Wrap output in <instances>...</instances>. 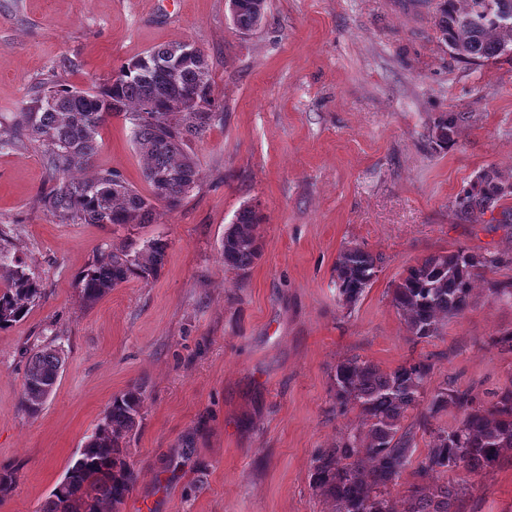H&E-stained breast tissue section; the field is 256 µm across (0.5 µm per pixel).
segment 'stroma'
Listing matches in <instances>:
<instances>
[{
    "label": "stroma",
    "instance_id": "1",
    "mask_svg": "<svg viewBox=\"0 0 512 512\" xmlns=\"http://www.w3.org/2000/svg\"><path fill=\"white\" fill-rule=\"evenodd\" d=\"M189 42L207 57L224 120L191 150L195 188L148 224H61L37 205L40 150L0 153L6 249L39 278L28 315L0 330V466L17 469L0 512H38L112 397L140 387L129 443L138 473L117 512H330L310 485L316 449L359 426L336 412L331 375L358 356L389 372L431 363L428 390L454 385L483 405L512 388V196L457 217V194L491 169L512 183V54L478 65L439 40L432 0H267L242 34L226 0H0V117L41 81L89 88L149 50ZM467 113L446 149L427 135ZM98 170L151 188L123 117L100 129ZM257 205L260 256L226 267L222 240ZM168 241L149 280L93 303L78 279L108 244ZM380 257L360 301L341 307L339 251ZM459 247L508 262L474 283L443 336L413 340L391 292L422 258ZM56 341L64 365L42 411L21 407L25 368ZM459 512H512V451L479 474Z\"/></svg>",
    "mask_w": 512,
    "mask_h": 512
}]
</instances>
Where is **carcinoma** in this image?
Masks as SVG:
<instances>
[{
    "label": "carcinoma",
    "mask_w": 512,
    "mask_h": 512,
    "mask_svg": "<svg viewBox=\"0 0 512 512\" xmlns=\"http://www.w3.org/2000/svg\"><path fill=\"white\" fill-rule=\"evenodd\" d=\"M257 9L244 7L233 20L239 31H252L265 16L266 0ZM512 0H437L435 24L439 39L453 55L468 62L496 59L512 50ZM179 45L153 49L121 65L117 80L94 91L71 85L41 82L33 87L22 111L9 123L0 122V152L26 145L40 149L48 173V187L37 199L43 212L61 224H143L156 205L173 210L199 179L198 164L189 141L201 140L214 120L224 119V107L212 96L209 64L199 54L174 73L157 70L159 62ZM183 89H196L215 119L197 112H159L158 121L147 117L131 126L135 146L145 160L144 180L151 196L139 193L119 172L100 170L84 178L81 173L98 153L100 128L110 116L128 117L152 102L159 107L177 103ZM466 113H445L429 133L442 148ZM512 185L497 173L479 174L457 196L456 211L467 216L476 210L494 211ZM257 209L243 207L224 233V265L245 271L260 256ZM168 242L149 240L142 249L108 245L100 249L80 277L83 298L92 303L132 277L149 280L160 270ZM0 250V273L7 274L0 289V329L23 319L41 298L42 285L22 262L6 264ZM506 263L502 256L475 254L458 247L423 258L407 270L392 292L391 303L403 316L417 340L444 335L448 321L465 313L471 304L474 279ZM380 259L359 246L342 249L336 258L338 302L354 305L376 278ZM63 366L61 350L47 343L30 358L23 383L21 405L37 414L46 400L40 387L54 388ZM432 365L424 360L405 363L386 372L358 356L336 364L332 391L336 410L358 406L361 429L348 431L333 448H319L312 457L311 486L332 502V512H457L456 504L467 487L460 481H431L448 471L479 474L494 467L512 450V389L485 407L467 389L454 386L425 394ZM427 401L428 417L454 408L460 413L456 428L430 431L427 454L414 461L415 434L402 426L406 414ZM143 393L134 386L112 398L94 432L73 456L67 481L58 484L39 512H104L118 506L131 492L137 472L129 460L127 438L141 421ZM419 481L404 492L402 510L391 499L410 467Z\"/></svg>",
    "instance_id": "carcinoma-1"
}]
</instances>
